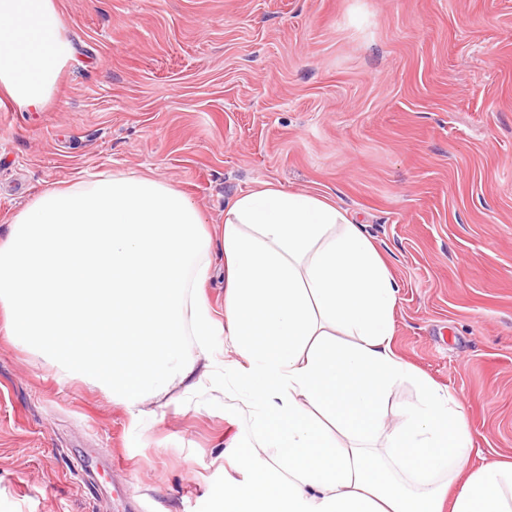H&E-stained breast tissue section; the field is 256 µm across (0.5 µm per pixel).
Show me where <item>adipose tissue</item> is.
Wrapping results in <instances>:
<instances>
[{"instance_id":"obj_1","label":"adipose tissue","mask_w":512,"mask_h":512,"mask_svg":"<svg viewBox=\"0 0 512 512\" xmlns=\"http://www.w3.org/2000/svg\"><path fill=\"white\" fill-rule=\"evenodd\" d=\"M73 57L57 0H0V93L42 110ZM224 251V317L202 288ZM398 287L311 191L241 193L210 228L168 182L102 171L44 191L0 238V328L133 421L175 388L247 413L222 512H512V462L470 470L461 402L391 347ZM227 344L216 352L212 339ZM414 402L391 411L402 384Z\"/></svg>"}]
</instances>
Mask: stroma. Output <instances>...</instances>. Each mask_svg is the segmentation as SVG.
I'll use <instances>...</instances> for the list:
<instances>
[{
    "instance_id": "1",
    "label": "stroma",
    "mask_w": 512,
    "mask_h": 512,
    "mask_svg": "<svg viewBox=\"0 0 512 512\" xmlns=\"http://www.w3.org/2000/svg\"><path fill=\"white\" fill-rule=\"evenodd\" d=\"M75 49L0 106V237L44 190L171 182L210 223L271 182L346 210L399 287L392 348L512 460V0H57ZM234 400L132 424L0 330V512H216Z\"/></svg>"
}]
</instances>
